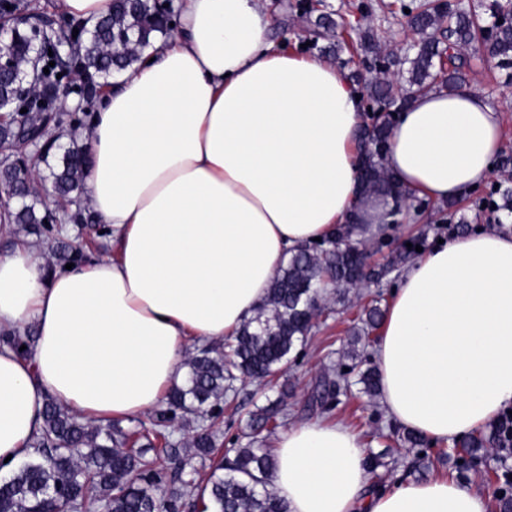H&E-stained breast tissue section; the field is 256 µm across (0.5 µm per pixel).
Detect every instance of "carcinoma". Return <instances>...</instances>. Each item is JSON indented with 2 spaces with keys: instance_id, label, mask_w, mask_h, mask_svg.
Returning <instances> with one entry per match:
<instances>
[{
  "instance_id": "cac0c4a2",
  "label": "carcinoma",
  "mask_w": 512,
  "mask_h": 512,
  "mask_svg": "<svg viewBox=\"0 0 512 512\" xmlns=\"http://www.w3.org/2000/svg\"><path fill=\"white\" fill-rule=\"evenodd\" d=\"M409 9L408 24L417 36L414 55L405 57L406 83L388 76L392 61L383 64V73L365 82L369 101L367 121L359 131L360 179L364 195L392 199L396 206L406 200L396 178L384 165L394 117L415 97L432 89L454 90L466 78L461 50L485 40L488 27L497 29L489 43L493 56L512 64V25H508L512 2L473 5L467 10L447 3L443 7L432 0L403 4ZM314 7L302 9L307 23L305 32L311 43L336 39V53L349 49L352 54L379 57V40L370 27L349 21L337 23L325 15L312 17ZM33 20L53 25L59 37L77 19L59 11L47 16L27 0H0V23L13 26L17 21ZM90 31L74 42L71 58L58 53L48 55L44 48L35 53L25 30H19L10 47L14 71L28 75L34 58L49 68L33 84L31 94L16 100L14 112L0 115V151L7 152L0 162V185L15 189L23 201L0 213L5 224L24 226L26 232L51 238L56 243L55 257L61 264L86 259L82 242L59 237V228L44 223L40 209L39 184L48 181L57 196L61 222L83 220L81 211H72V193L79 191L88 163V154L72 147L53 156L29 154V170L19 172L11 165L21 141L38 134L56 119L50 105L55 99L48 92L65 93V82L72 64H79L92 83L91 98L109 86V79L134 66L141 55L158 40L166 38L167 24L160 0H114L112 13L89 25ZM55 62L49 66V62ZM62 77H57V74ZM27 112H21V109ZM46 167L41 174L40 166ZM361 224H341L336 233L321 242L299 249L288 260L266 300L226 343L229 353L211 345H201L185 360L186 376L163 399L164 407L144 421L132 420L125 429L117 422L106 425L82 419L49 397L42 412V424L33 437L30 456L0 480V512H76L85 499L107 506L109 512H286L285 506L267 487L266 475L275 459L263 444L283 423V410L277 404L251 413L243 434L249 445L233 448V455H221L216 436L224 424V406L228 392L238 378L271 383L288 369L292 354L303 348L325 310L321 304L326 290L357 288L368 278L367 252L357 238ZM382 294H376L363 307L361 322L364 337L380 325ZM35 342L34 333L25 330L0 333V345H7L27 357ZM26 349H21V346ZM358 372L357 383L366 393H376L381 380L375 369L359 370L351 365L336 376H324L310 398L311 407L322 412L336 407L339 394L351 392L349 374ZM183 419L192 424L186 447L176 448L172 441L174 423ZM503 439L497 427L471 433L460 440L456 459L460 467L478 465L486 454L500 451ZM211 461L208 476L202 478L192 460Z\"/></svg>"
}]
</instances>
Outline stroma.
I'll use <instances>...</instances> for the list:
<instances>
[{
	"instance_id": "stroma-1",
	"label": "stroma",
	"mask_w": 512,
	"mask_h": 512,
	"mask_svg": "<svg viewBox=\"0 0 512 512\" xmlns=\"http://www.w3.org/2000/svg\"><path fill=\"white\" fill-rule=\"evenodd\" d=\"M297 0H262L265 12L272 18L270 31L272 39L285 44L289 49H304L306 54L335 59L336 44L331 40L319 41L318 45H306L300 31ZM371 6L365 18L377 31L383 48L397 53L403 42L413 41L414 35L407 19L400 10L401 0H367ZM468 87L479 92L486 101L498 110L503 126V154L512 156V66H501L498 59H471L468 72ZM67 99L58 101L57 123L50 134L57 145L69 147L81 143L84 132L89 128L93 111L81 105L78 92L79 81H71ZM512 187V170L494 167L489 180L479 189L469 193L463 201L454 206L434 203L418 198L403 204L399 214L386 226L387 247L377 248L376 236H368L366 246L371 252L370 262L384 275L379 283L357 291H350L346 304H337L335 295H328L326 303L336 305L337 311L327 320L317 322L309 342L298 353L284 378L288 385V423L311 419L307 404L309 397L324 374L333 372L347 350L348 331L358 324L359 316L368 293L379 292L384 298H391L398 286L400 271H388L387 266L401 243L417 236H425L427 246H434L438 240L447 238L449 232L463 235L477 230H497L512 234V213L499 209L491 211L482 208L495 186ZM277 391L245 382L238 387L236 399L240 407L237 414L225 415L222 447L245 446L242 436L248 411L264 406L275 400ZM326 420L342 422L351 427L360 437L368 454L378 455L380 465L378 476L383 483L400 480H422L438 475H453L462 484L474 488L487 499L488 512H498L496 489L503 483L504 471L512 469V459L503 460L489 456L479 469L457 471L453 462L442 458L437 451H429L425 459H417L414 452L406 450L392 440L393 423L388 419L380 397L356 393L354 397H340L336 407L325 415Z\"/></svg>"
}]
</instances>
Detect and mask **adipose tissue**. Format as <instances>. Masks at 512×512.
<instances>
[{
  "label": "adipose tissue",
  "mask_w": 512,
  "mask_h": 512,
  "mask_svg": "<svg viewBox=\"0 0 512 512\" xmlns=\"http://www.w3.org/2000/svg\"><path fill=\"white\" fill-rule=\"evenodd\" d=\"M177 27L113 80L86 136L83 186L111 255L49 271L25 242L0 255V471L30 455L46 396L95 421L137 418L181 380L196 340L253 317L292 249L351 221L361 103L336 63L276 45L259 0H179ZM500 116L471 90L400 112L384 156L410 196L462 199L500 153ZM382 403L447 443L512 407V235L433 246L404 272L375 346ZM266 481L287 512H487L452 478L371 493L346 424L288 426ZM35 342L34 333L31 330L26 329L24 336H20L17 331H7L0 333V345H7L15 350L20 356L29 357L30 349ZM22 345H26V349L19 351Z\"/></svg>",
  "instance_id": "1"
}]
</instances>
